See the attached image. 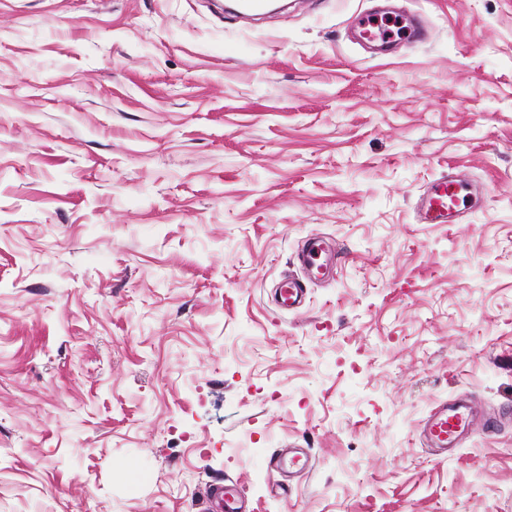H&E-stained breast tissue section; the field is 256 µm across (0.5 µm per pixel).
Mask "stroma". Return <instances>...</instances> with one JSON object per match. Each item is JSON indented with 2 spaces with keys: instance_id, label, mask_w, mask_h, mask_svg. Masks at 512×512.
Wrapping results in <instances>:
<instances>
[{
  "instance_id": "stroma-1",
  "label": "stroma",
  "mask_w": 512,
  "mask_h": 512,
  "mask_svg": "<svg viewBox=\"0 0 512 512\" xmlns=\"http://www.w3.org/2000/svg\"><path fill=\"white\" fill-rule=\"evenodd\" d=\"M383 1L0 0V512H224L225 478L250 512H512V0H388L430 38L381 55ZM448 171L476 204L418 223ZM311 235L333 274L280 308ZM370 17L367 18V21H364L363 24H365V26L360 29L358 36L361 42L371 48L379 45L382 40L391 44L392 41L388 38L398 39L402 37L406 31L407 22L400 17L380 16V19L377 18L367 23L370 20ZM382 27H392L390 29L391 32L385 37H382L384 36L380 30ZM471 417V408L465 404L448 407V403H443L435 407L425 424V436L430 447L440 448L447 454L448 448L453 452ZM268 467L277 474L284 472L287 467L288 470L295 469L298 472H309L313 467V459L310 451L304 448L289 451L288 457L278 448L271 455Z\"/></svg>"
}]
</instances>
